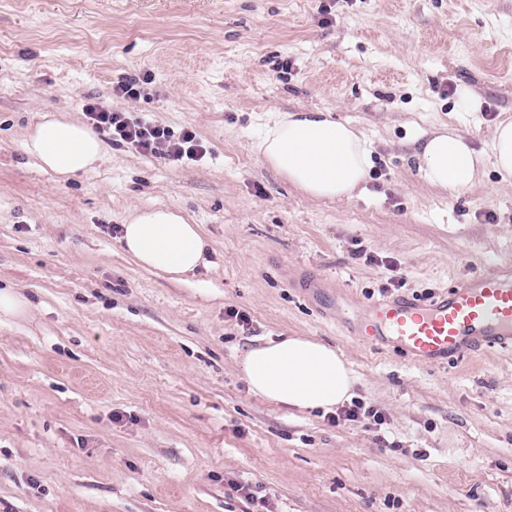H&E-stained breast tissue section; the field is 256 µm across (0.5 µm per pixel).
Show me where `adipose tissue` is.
Segmentation results:
<instances>
[{"label": "adipose tissue", "mask_w": 512, "mask_h": 512, "mask_svg": "<svg viewBox=\"0 0 512 512\" xmlns=\"http://www.w3.org/2000/svg\"><path fill=\"white\" fill-rule=\"evenodd\" d=\"M25 152L60 178L93 172L103 143L84 124L44 114L30 130ZM256 151L263 161L316 199L351 197L367 177L370 144L363 133L323 111L270 118ZM411 159L422 178L458 193L470 188L480 165L512 179V122H500L488 156L477 154L456 129L431 134ZM120 244L140 266L181 279L203 264L209 246L199 225L170 206L128 216ZM250 389L278 405L329 411L352 394L355 378L336 348L305 336H286L246 351L239 363Z\"/></svg>", "instance_id": "obj_1"}]
</instances>
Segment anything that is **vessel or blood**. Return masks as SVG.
<instances>
[{
	"mask_svg": "<svg viewBox=\"0 0 512 512\" xmlns=\"http://www.w3.org/2000/svg\"><path fill=\"white\" fill-rule=\"evenodd\" d=\"M350 335L381 348L396 343L434 366L483 351L512 352V260L428 299L397 297L361 307Z\"/></svg>",
	"mask_w": 512,
	"mask_h": 512,
	"instance_id": "1",
	"label": "vessel or blood"
}]
</instances>
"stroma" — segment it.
I'll return each instance as SVG.
<instances>
[{
  "instance_id": "obj_1",
  "label": "stroma",
  "mask_w": 512,
  "mask_h": 512,
  "mask_svg": "<svg viewBox=\"0 0 512 512\" xmlns=\"http://www.w3.org/2000/svg\"><path fill=\"white\" fill-rule=\"evenodd\" d=\"M89 102L204 155L104 130L95 171L60 180L27 131ZM302 110L369 140L353 198H309L253 150L268 113ZM506 120L512 0H0V290L28 302L0 313V512H512V355L428 367L341 327L388 279L435 295L512 256V182L485 166L451 193L409 160L444 128L489 151ZM159 205L209 241L178 281L119 244ZM325 278L346 291L296 286ZM282 336L341 351L384 424L254 394L238 360ZM89 123L98 129H112L121 140L145 154H163L177 160H197L203 148L193 130H184L175 140L170 130L146 118H131L123 112H110L95 103L84 106Z\"/></svg>"
}]
</instances>
